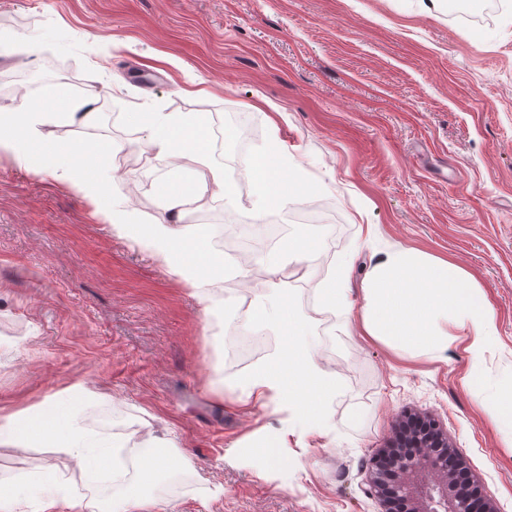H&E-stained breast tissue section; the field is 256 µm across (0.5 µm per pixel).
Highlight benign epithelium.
<instances>
[{"mask_svg": "<svg viewBox=\"0 0 512 512\" xmlns=\"http://www.w3.org/2000/svg\"><path fill=\"white\" fill-rule=\"evenodd\" d=\"M370 472L366 492L384 512H497L432 416L398 424L395 443L371 458Z\"/></svg>", "mask_w": 512, "mask_h": 512, "instance_id": "1", "label": "benign epithelium"}]
</instances>
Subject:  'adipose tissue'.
Listing matches in <instances>:
<instances>
[{
  "mask_svg": "<svg viewBox=\"0 0 512 512\" xmlns=\"http://www.w3.org/2000/svg\"><path fill=\"white\" fill-rule=\"evenodd\" d=\"M78 125L96 122L89 104H71L57 115L50 102L29 99L0 108V152L20 167L50 174L70 182L75 191L91 201L119 237L150 254L170 274L185 284L202 305L206 316L229 317L235 310L229 299L215 290L225 278H248V270L215 260L208 241H186L180 225L196 195L211 193L226 205L236 203L223 167L215 164L203 145V120L196 113L137 112L134 120L144 127L150 151L178 158L191 177L190 186L163 190L166 218L137 224L124 200L106 190L98 171L100 153L66 141L45 137L41 128L57 118ZM245 177L254 188L253 205L262 209L271 202H287L304 189L299 176L283 174L263 155L249 159ZM325 228L305 224L280 245L270 263L284 267L312 258ZM366 241L374 261L362 280L363 304L359 329L362 335L416 356L443 359L451 329L465 331L473 370H481L483 352L497 334L496 315L485 300L481 286L462 266L406 247L368 226ZM248 321L278 327L283 336L260 368L238 382V399L260 407L275 406L281 413L297 411L307 426L319 428L326 406L336 397V375L328 371L310 341V319L298 311L286 291L272 288L263 306L252 309ZM0 446L52 449L56 463L37 473L24 486L0 484V512H15L23 498L39 496L41 512H158V503L142 493H127L121 505L69 493L60 484L63 471L79 468L94 475L118 471L120 442L78 426L67 398H45L35 411L0 412Z\"/></svg>",
  "mask_w": 512,
  "mask_h": 512,
  "instance_id": "ef3b65f1",
  "label": "adipose tissue"
}]
</instances>
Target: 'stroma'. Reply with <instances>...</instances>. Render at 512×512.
Here are the masks:
<instances>
[{"instance_id": "stroma-1", "label": "stroma", "mask_w": 512, "mask_h": 512, "mask_svg": "<svg viewBox=\"0 0 512 512\" xmlns=\"http://www.w3.org/2000/svg\"><path fill=\"white\" fill-rule=\"evenodd\" d=\"M479 22L448 0H0V32L28 52L0 55V105L51 96L99 105L96 124L44 126L80 147L109 142V187L138 224L164 218L174 158L148 152L133 112H195L237 205L204 194L183 225L306 220L327 234L290 292L336 373L328 425L309 432L241 404L259 368L227 344L188 288L113 234L94 205L0 154V409L26 411L74 385L79 425L116 440L145 430L186 460L147 491L163 512H381L369 460L407 414L434 416L483 493L512 512V447L484 406L512 391V0ZM300 167L303 193L257 210L246 158ZM446 258L481 285L498 333L470 377L464 339L445 360L363 336L355 310L371 265L367 225ZM354 312L324 308L344 259ZM223 389L212 388L214 361ZM47 448L0 447V482L44 471Z\"/></svg>"}]
</instances>
